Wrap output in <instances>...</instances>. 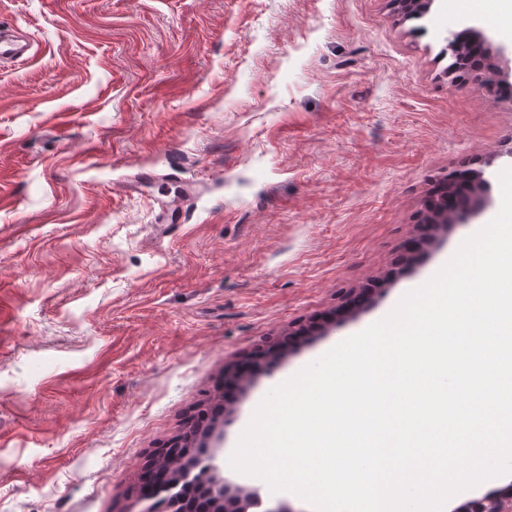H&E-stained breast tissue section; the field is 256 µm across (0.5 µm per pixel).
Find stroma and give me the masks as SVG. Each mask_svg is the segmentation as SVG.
Listing matches in <instances>:
<instances>
[{"label":"stroma","instance_id":"obj_1","mask_svg":"<svg viewBox=\"0 0 512 512\" xmlns=\"http://www.w3.org/2000/svg\"><path fill=\"white\" fill-rule=\"evenodd\" d=\"M499 0H0V512H147L158 448L236 389L221 473L269 390L389 312L489 223L512 98L451 82L449 31L512 46ZM486 203L402 262L440 178ZM148 171L161 188L132 192ZM179 221L160 224V201ZM370 306L351 300L371 282ZM485 178L483 171L473 170H460L448 176L449 183L463 182L472 186V190L467 193L468 199L454 206L450 218L455 217L456 219L452 224L462 223L467 215L476 211L480 206L483 199L481 188L488 185Z\"/></svg>","mask_w":512,"mask_h":512}]
</instances>
